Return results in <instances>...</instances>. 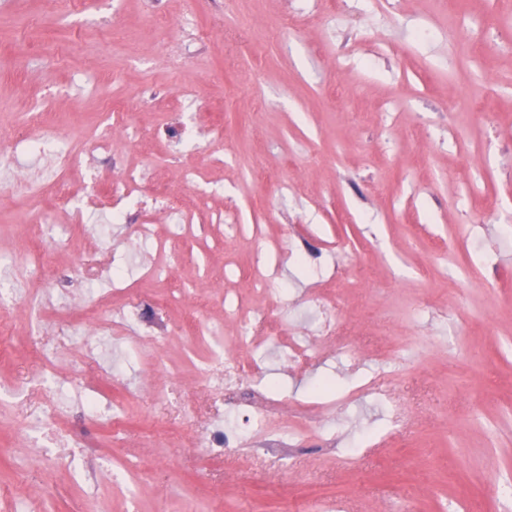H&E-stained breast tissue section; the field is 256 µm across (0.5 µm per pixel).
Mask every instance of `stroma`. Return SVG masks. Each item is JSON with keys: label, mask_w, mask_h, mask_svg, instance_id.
<instances>
[{"label": "stroma", "mask_w": 512, "mask_h": 512, "mask_svg": "<svg viewBox=\"0 0 512 512\" xmlns=\"http://www.w3.org/2000/svg\"><path fill=\"white\" fill-rule=\"evenodd\" d=\"M394 13L372 0H94L90 12L57 23L41 0H0V129L14 124L33 98L56 95L55 112L71 126L101 110L98 78L138 102L160 93L141 121L149 146L112 137L101 178L143 164L171 188L181 168L198 169L219 194L186 189L199 229L169 253L173 282L199 276L195 256L218 237L214 209H235L242 224H260L288 249H322L321 269L282 259L275 291L293 305L275 311L301 324L308 291L343 299L341 331L328 337L298 374L279 358L266 383L272 414L287 418L298 402L331 383L333 414L287 447L263 448L228 393L224 417L249 433V447L216 458L198 447L204 423L143 386L136 368L165 363L178 396L199 379L186 360L188 336L167 337L122 362L111 376L62 368L57 384L82 375L127 404L125 432L103 420L82 421L105 469L95 491L54 453L23 454L11 400L0 402V512H314L324 499L346 512H502L495 483L512 481V0H393ZM156 15L171 27L159 37ZM197 19L212 40L188 35ZM185 60L173 69L169 56ZM225 113L248 116L224 129L223 166L210 162L205 134H189L185 96ZM484 156L488 166H474ZM33 158L0 173V260L26 243L34 211L57 213L54 190L20 193ZM90 234L74 241L58 231L55 247L101 264L121 263L128 277L149 257L127 227L90 212ZM209 266L235 277L213 286L247 295L257 240L223 238ZM344 277H337V266ZM350 346L362 369L352 374L337 352ZM36 343L18 322L0 351V387L36 367ZM399 406L404 430L388 432ZM122 461L143 470L130 490L114 488L107 469Z\"/></svg>", "instance_id": "35a3bbf8"}]
</instances>
